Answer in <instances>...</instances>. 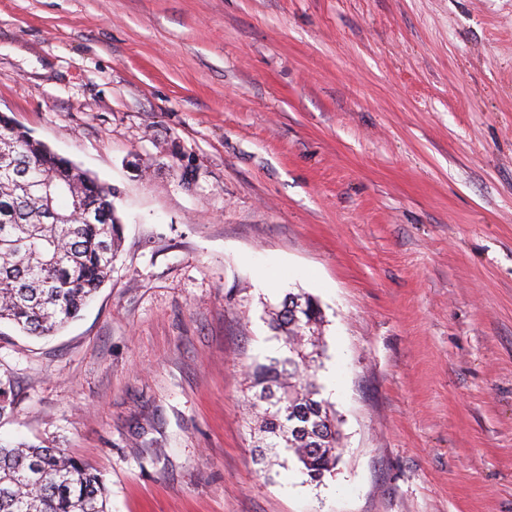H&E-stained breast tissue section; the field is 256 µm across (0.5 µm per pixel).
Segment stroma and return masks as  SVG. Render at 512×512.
<instances>
[{"label":"stroma","mask_w":512,"mask_h":512,"mask_svg":"<svg viewBox=\"0 0 512 512\" xmlns=\"http://www.w3.org/2000/svg\"><path fill=\"white\" fill-rule=\"evenodd\" d=\"M111 184L61 331L0 325V441L109 512H512V0H0V113ZM306 293L342 435L261 462L249 371Z\"/></svg>","instance_id":"35a3bbf8"}]
</instances>
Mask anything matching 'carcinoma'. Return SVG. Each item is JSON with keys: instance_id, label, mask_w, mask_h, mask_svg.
I'll use <instances>...</instances> for the list:
<instances>
[{"instance_id": "cac0c4a2", "label": "carcinoma", "mask_w": 512, "mask_h": 512, "mask_svg": "<svg viewBox=\"0 0 512 512\" xmlns=\"http://www.w3.org/2000/svg\"><path fill=\"white\" fill-rule=\"evenodd\" d=\"M112 187L0 113V322L42 336L77 318L109 280L121 245ZM270 324L288 355L253 370L263 447L290 453L320 483L339 460L340 435L310 373L322 315L288 295ZM103 481L59 448L0 444V512H108Z\"/></svg>"}]
</instances>
